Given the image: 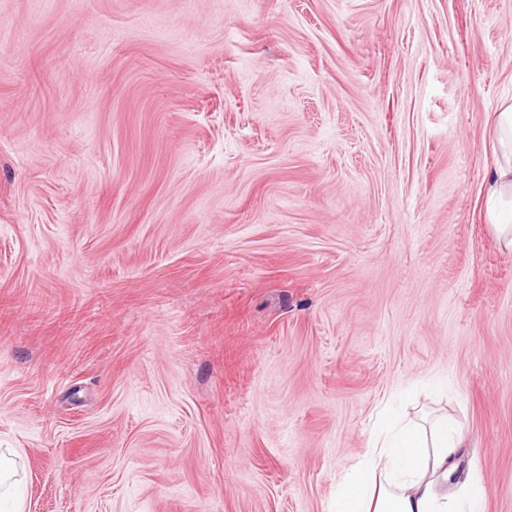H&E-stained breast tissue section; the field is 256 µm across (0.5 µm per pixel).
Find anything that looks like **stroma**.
Returning a JSON list of instances; mask_svg holds the SVG:
<instances>
[{"instance_id":"stroma-1","label":"stroma","mask_w":512,"mask_h":512,"mask_svg":"<svg viewBox=\"0 0 512 512\" xmlns=\"http://www.w3.org/2000/svg\"><path fill=\"white\" fill-rule=\"evenodd\" d=\"M512 0H0V448L24 512H328L384 407L512 512ZM492 148L496 160L484 185V218L500 243L512 248V100L495 112Z\"/></svg>"}]
</instances>
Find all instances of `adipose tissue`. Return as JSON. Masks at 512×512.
<instances>
[{"label":"adipose tissue","mask_w":512,"mask_h":512,"mask_svg":"<svg viewBox=\"0 0 512 512\" xmlns=\"http://www.w3.org/2000/svg\"><path fill=\"white\" fill-rule=\"evenodd\" d=\"M496 160L484 185V218L505 247L512 248V100L494 115ZM384 438L341 477L329 512H483L485 489L465 479L457 495L444 493L457 469L464 442L446 418L431 427L387 415Z\"/></svg>","instance_id":"ef3b65f1"}]
</instances>
